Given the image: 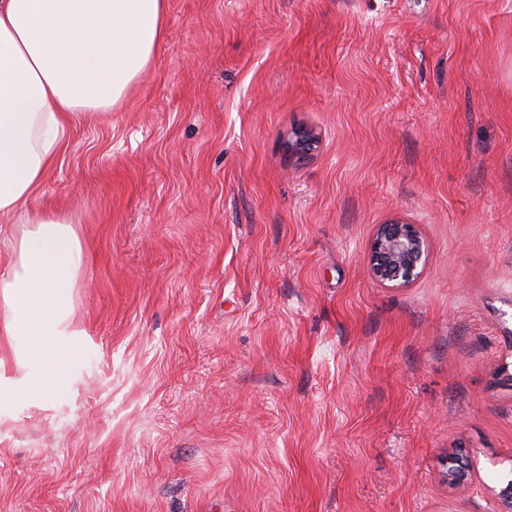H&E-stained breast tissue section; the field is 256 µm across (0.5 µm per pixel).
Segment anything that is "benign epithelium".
<instances>
[{
  "instance_id": "1",
  "label": "benign epithelium",
  "mask_w": 512,
  "mask_h": 512,
  "mask_svg": "<svg viewBox=\"0 0 512 512\" xmlns=\"http://www.w3.org/2000/svg\"><path fill=\"white\" fill-rule=\"evenodd\" d=\"M315 142L314 133L306 128L294 132L290 150L304 155ZM427 259V242L414 224L394 220L382 224L372 240L366 255V267L371 279L382 287H407L423 272ZM470 472V463L460 453L445 456V477L450 485L464 483ZM497 497L512 512V470L504 475Z\"/></svg>"
}]
</instances>
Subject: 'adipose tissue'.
Masks as SVG:
<instances>
[{
  "mask_svg": "<svg viewBox=\"0 0 512 512\" xmlns=\"http://www.w3.org/2000/svg\"><path fill=\"white\" fill-rule=\"evenodd\" d=\"M167 0H0V307L20 360L48 365L28 383L48 397L78 348L67 327L85 264L73 209L31 204L72 130L111 114L149 69L164 38Z\"/></svg>",
  "mask_w": 512,
  "mask_h": 512,
  "instance_id": "adipose-tissue-1",
  "label": "adipose tissue"
}]
</instances>
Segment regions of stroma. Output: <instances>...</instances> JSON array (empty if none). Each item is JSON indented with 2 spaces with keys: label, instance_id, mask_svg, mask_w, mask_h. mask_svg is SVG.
<instances>
[{
  "label": "stroma",
  "instance_id": "1",
  "mask_svg": "<svg viewBox=\"0 0 512 512\" xmlns=\"http://www.w3.org/2000/svg\"><path fill=\"white\" fill-rule=\"evenodd\" d=\"M33 203L83 218L80 352L0 396V512H499L512 0H167ZM394 219L429 245L405 288L365 265ZM445 477L450 485L463 484L470 472V463L466 457L460 453H448L444 460Z\"/></svg>",
  "mask_w": 512,
  "mask_h": 512
}]
</instances>
